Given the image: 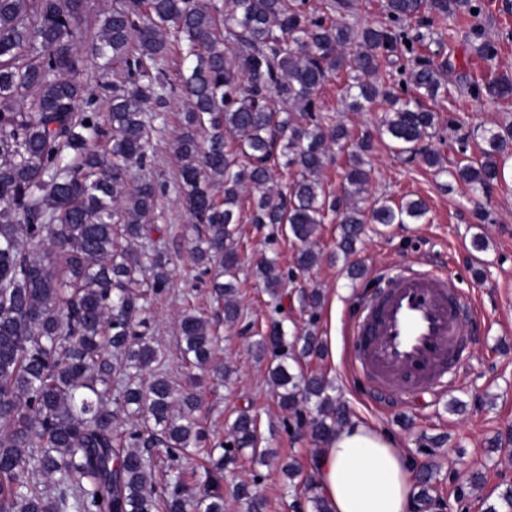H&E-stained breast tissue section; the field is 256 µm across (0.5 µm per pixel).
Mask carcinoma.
Returning <instances> with one entry per match:
<instances>
[{"label": "carcinoma", "mask_w": 512, "mask_h": 512, "mask_svg": "<svg viewBox=\"0 0 512 512\" xmlns=\"http://www.w3.org/2000/svg\"><path fill=\"white\" fill-rule=\"evenodd\" d=\"M88 0H0V512H224V461L244 449L263 458L255 417L240 412L228 438L208 449V489L195 493L183 460L207 434L196 393L176 387L162 350L149 336L142 289L170 285L171 259L144 248L148 219L165 187L154 168L153 122L180 90L184 123L173 141L178 187L189 226L190 255L224 320L236 322L242 257L237 246L243 190H258L250 221L288 231L300 244L295 266L274 258L253 273L271 297L319 260L312 239L326 211L339 219L340 251L349 256L367 222L416 224L424 200L383 201L370 214L353 199L367 191L372 148L327 123L320 93L344 74L352 112L389 102L379 135L400 155L447 172L426 143L436 126L425 100L448 89L449 61L422 55L434 25L460 10L476 16L479 0H383L387 21L359 24L354 0H115L102 14L94 55L120 65V80L92 87L80 50ZM470 46L486 61L497 54L481 27ZM184 70L169 79L171 56ZM493 104L512 100V78L473 83ZM109 95L110 111L97 110ZM485 148L463 155L450 175L474 192L500 180L512 155V127L482 130ZM348 151L344 197L328 199L320 174L332 147ZM279 166L295 177L287 191L266 185ZM223 197L216 196V190ZM178 334L184 361L201 371L214 359L209 322L187 312ZM272 355L270 380L279 406L316 442L347 419L321 376L292 374L288 360L318 353L315 332L287 339L275 322L257 342ZM129 422L132 428L120 429ZM231 448H226V445ZM153 448L168 460L158 491ZM417 500L433 505L431 474ZM101 501H96V497ZM236 497L247 512L265 500L243 482ZM311 512H329L313 484Z\"/></svg>", "instance_id": "1"}]
</instances>
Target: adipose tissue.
Here are the masks:
<instances>
[{"mask_svg":"<svg viewBox=\"0 0 512 512\" xmlns=\"http://www.w3.org/2000/svg\"><path fill=\"white\" fill-rule=\"evenodd\" d=\"M313 482L330 512H412V458L386 431L355 419L338 428L314 457Z\"/></svg>","mask_w":512,"mask_h":512,"instance_id":"obj_1","label":"adipose tissue"}]
</instances>
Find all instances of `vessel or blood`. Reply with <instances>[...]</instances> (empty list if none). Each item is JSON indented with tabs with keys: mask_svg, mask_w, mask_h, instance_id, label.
Returning <instances> with one entry per match:
<instances>
[{
	"mask_svg": "<svg viewBox=\"0 0 512 512\" xmlns=\"http://www.w3.org/2000/svg\"><path fill=\"white\" fill-rule=\"evenodd\" d=\"M472 315L471 299L451 275L398 262L359 303L351 367L380 396L443 395L468 354Z\"/></svg>",
	"mask_w": 512,
	"mask_h": 512,
	"instance_id": "b4317fda",
	"label": "vessel or blood"
}]
</instances>
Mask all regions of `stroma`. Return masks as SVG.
I'll list each match as a JSON object with an SVG mask.
<instances>
[{
	"instance_id": "1",
	"label": "stroma",
	"mask_w": 512,
	"mask_h": 512,
	"mask_svg": "<svg viewBox=\"0 0 512 512\" xmlns=\"http://www.w3.org/2000/svg\"><path fill=\"white\" fill-rule=\"evenodd\" d=\"M480 2L479 16L462 13L439 22L434 42L424 50L434 61L451 54L457 62L449 97L434 106L438 124L430 140L442 152L445 173L438 175L420 161L404 160L381 139L374 140L368 157L370 184L364 208L380 199L397 203L420 198L429 207L425 220L367 224L356 253L347 260L338 248L336 215L327 213L314 240L318 264L283 284L285 297L279 304L252 269L267 256L276 258L283 270H291L298 244L270 225L242 221L239 246L244 264L237 293L242 316L235 323H225L222 302L195 280L187 237L191 218L178 192V160L172 150L184 110L180 101L169 104L165 126L153 131L155 168L166 182L154 213L159 230L152 235L153 246L171 258L173 275L167 291L148 296L145 303L151 334L167 355L172 379L184 386L190 371L181 360L178 319L189 309L208 319L218 338V353L198 388L200 424L211 442H219L225 440L239 411L249 410L257 417L264 447L272 451L263 466L252 464L246 452L225 464V512H246L233 493L241 482L252 484L265 499V512H310L301 489L289 486L280 465L291 460L301 474H308L317 444L307 429L291 424L279 407L268 376L271 358L256 349L275 320L282 321L292 336L315 330L320 354L301 358L302 371L322 376L330 395L346 406L349 417L390 433L414 459L418 471L430 472L435 495L446 512H485L512 485V158L505 163V180L477 196L447 174L460 157L457 134L468 135V153L475 158L484 146L483 128L512 126V104H491L470 89L489 71L512 74V0ZM476 25L497 45L494 62L470 52L469 31ZM340 87V82L333 81L322 90L325 113L354 133L375 131L387 103L377 101L367 112L346 111ZM478 235L485 242L481 250L473 246ZM402 258H420L454 275L475 305L476 320L468 327L471 353L459 368L457 384L442 398L427 396L390 408L376 405L363 379L348 373V331L359 298L373 284L375 270ZM353 263L364 268L362 278H350L348 267ZM309 288L323 294L314 314L300 301L302 291ZM477 471L485 476L478 490L469 484Z\"/></svg>"
}]
</instances>
